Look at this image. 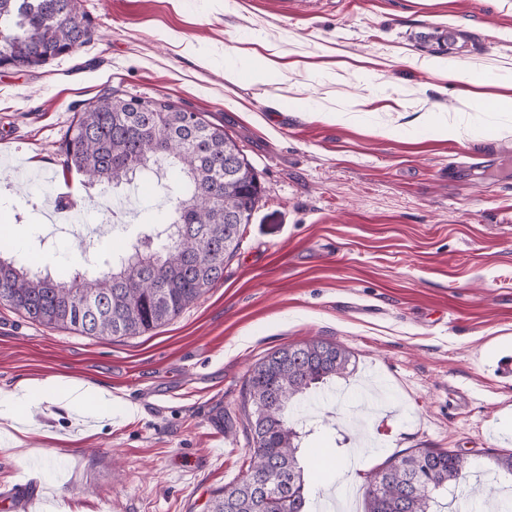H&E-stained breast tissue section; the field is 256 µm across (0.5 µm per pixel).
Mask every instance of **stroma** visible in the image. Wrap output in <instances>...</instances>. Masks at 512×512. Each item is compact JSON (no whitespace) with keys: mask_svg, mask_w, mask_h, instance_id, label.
<instances>
[{"mask_svg":"<svg viewBox=\"0 0 512 512\" xmlns=\"http://www.w3.org/2000/svg\"><path fill=\"white\" fill-rule=\"evenodd\" d=\"M74 53L0 69V255L68 276L105 269L137 216L106 222L58 147L104 88L223 125L264 188L224 280L140 336L53 329L0 305V512H208L242 477L249 369L311 338L354 371L306 402L309 512H365V475L409 448L474 467L464 495L497 512L512 477V0H82ZM336 109V119L323 115ZM459 125L446 138L421 123ZM110 391L95 420L20 405V382Z\"/></svg>","mask_w":512,"mask_h":512,"instance_id":"35a3bbf8","label":"stroma"}]
</instances>
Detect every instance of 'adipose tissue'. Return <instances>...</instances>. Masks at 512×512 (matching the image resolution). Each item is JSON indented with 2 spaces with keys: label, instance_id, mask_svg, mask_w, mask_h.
<instances>
[{
  "label": "adipose tissue",
  "instance_id": "1",
  "mask_svg": "<svg viewBox=\"0 0 512 512\" xmlns=\"http://www.w3.org/2000/svg\"><path fill=\"white\" fill-rule=\"evenodd\" d=\"M19 392L26 402L49 401L73 411L104 414L112 407L110 392L81 381H71L65 384L52 378L28 381L20 385Z\"/></svg>",
  "mask_w": 512,
  "mask_h": 512
}]
</instances>
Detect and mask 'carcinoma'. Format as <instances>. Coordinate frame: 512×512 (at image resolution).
<instances>
[{
  "mask_svg": "<svg viewBox=\"0 0 512 512\" xmlns=\"http://www.w3.org/2000/svg\"><path fill=\"white\" fill-rule=\"evenodd\" d=\"M81 0H0V68L38 67L90 39ZM197 121H191V117ZM67 169L104 191L171 168L167 206L133 251L105 272L68 279L0 256V304L51 328L137 336L166 325L224 280L262 196L253 165L224 126L165 100L108 89L84 103L62 143ZM352 353L329 341L278 348L251 369V464L213 491L209 512H307L292 406L352 372ZM471 463L443 448H412L366 475L367 512H442L439 496Z\"/></svg>",
  "mask_w": 512,
  "mask_h": 512,
  "instance_id": "cac0c4a2",
  "label": "carcinoma"
}]
</instances>
